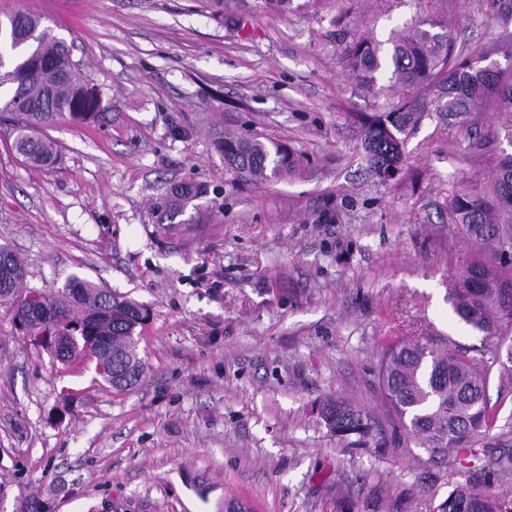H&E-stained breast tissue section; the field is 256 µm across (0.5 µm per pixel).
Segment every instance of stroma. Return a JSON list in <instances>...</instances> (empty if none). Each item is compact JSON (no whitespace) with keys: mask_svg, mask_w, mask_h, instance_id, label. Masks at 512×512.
Segmentation results:
<instances>
[{"mask_svg":"<svg viewBox=\"0 0 512 512\" xmlns=\"http://www.w3.org/2000/svg\"><path fill=\"white\" fill-rule=\"evenodd\" d=\"M49 18L101 93L94 122L44 129L57 163L34 168L0 123V244L26 287L79 276L146 305L147 368L118 391L94 362L70 370L0 316V512H330L336 488L361 512H431L451 484L512 493V476L437 464L385 407L382 345L397 337L487 349L447 301L472 243L448 199L491 144L424 119L404 174L383 184L356 115L396 101L349 78L327 14L209 17L199 0H0ZM377 39L416 12L455 53L512 31L490 0H341ZM286 144L299 175L253 183L227 170L224 132ZM202 185L173 223L155 208ZM372 412L366 444L330 435L315 401Z\"/></svg>","mask_w":512,"mask_h":512,"instance_id":"obj_1","label":"stroma"}]
</instances>
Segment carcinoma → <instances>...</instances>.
Here are the masks:
<instances>
[{
    "instance_id": "1",
    "label": "carcinoma",
    "mask_w": 512,
    "mask_h": 512,
    "mask_svg": "<svg viewBox=\"0 0 512 512\" xmlns=\"http://www.w3.org/2000/svg\"><path fill=\"white\" fill-rule=\"evenodd\" d=\"M330 35L341 47L346 72L366 90L383 78L397 86L398 102L360 120L362 147L373 175L382 183L402 172L406 139L430 115L466 135L478 129V117L493 112L500 125L484 138L512 144V33L481 52L454 54L441 21L418 16L404 33L383 47L369 32L348 29L345 16L329 18ZM503 56L505 62L497 60ZM496 68L488 81L486 69ZM0 119L12 122L14 148L30 166L58 160L55 144L40 131L61 120L78 121L100 107L98 91L84 80L72 47L54 34L48 19L33 13L0 10ZM228 167L241 179L279 180L299 173L301 158L258 138L221 139ZM488 171L475 172L448 200L449 216L475 244L456 260L448 288L453 313L464 324L499 343L475 355L455 354L425 341L385 345L378 372L387 406L420 445L446 462L448 449L477 456L482 452L501 474L512 473V423L498 425L506 397L490 404V374L512 385V152L487 158ZM198 195L180 186L157 205L160 221L173 218ZM23 261L0 245V308L34 347L55 336L64 355L60 362L79 368L95 359L112 388L136 384L146 365L138 347L149 320L139 303L78 276L57 291L22 288ZM318 423L341 439L363 441L372 433L371 413L341 397L317 402ZM433 512H512V494L456 483Z\"/></svg>"
}]
</instances>
